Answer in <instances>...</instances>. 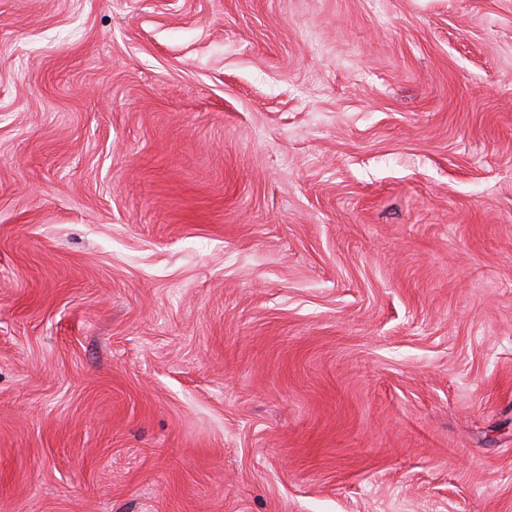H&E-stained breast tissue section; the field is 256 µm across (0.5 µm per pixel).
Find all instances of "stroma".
Listing matches in <instances>:
<instances>
[{"label":"stroma","mask_w":512,"mask_h":512,"mask_svg":"<svg viewBox=\"0 0 512 512\" xmlns=\"http://www.w3.org/2000/svg\"><path fill=\"white\" fill-rule=\"evenodd\" d=\"M0 512H512V0H0Z\"/></svg>","instance_id":"35a3bbf8"}]
</instances>
